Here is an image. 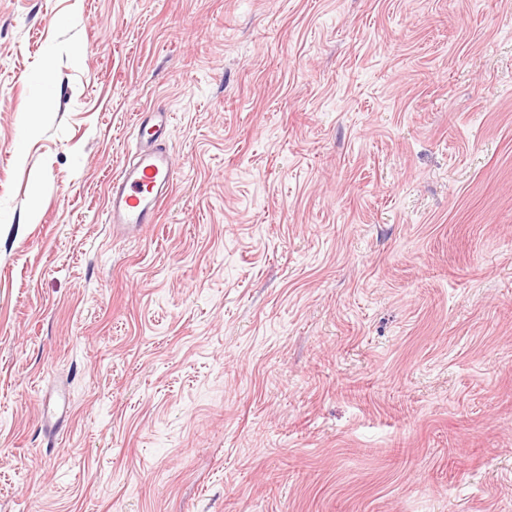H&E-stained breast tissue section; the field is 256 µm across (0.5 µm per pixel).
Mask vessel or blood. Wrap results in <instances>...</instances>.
Returning <instances> with one entry per match:
<instances>
[{
  "mask_svg": "<svg viewBox=\"0 0 512 512\" xmlns=\"http://www.w3.org/2000/svg\"><path fill=\"white\" fill-rule=\"evenodd\" d=\"M138 147L110 185L106 220L113 230L126 231L156 223L175 182L168 150L171 120L168 112H141L136 117Z\"/></svg>",
  "mask_w": 512,
  "mask_h": 512,
  "instance_id": "obj_1",
  "label": "vessel or blood"
}]
</instances>
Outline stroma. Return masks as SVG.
Listing matches in <instances>:
<instances>
[{
	"label": "stroma",
	"instance_id": "stroma-1",
	"mask_svg": "<svg viewBox=\"0 0 512 512\" xmlns=\"http://www.w3.org/2000/svg\"><path fill=\"white\" fill-rule=\"evenodd\" d=\"M0 512H512V0H0ZM170 119L162 109L137 114V150L110 185L106 220L113 232L157 223L176 178L168 150Z\"/></svg>",
	"mask_w": 512,
	"mask_h": 512
}]
</instances>
